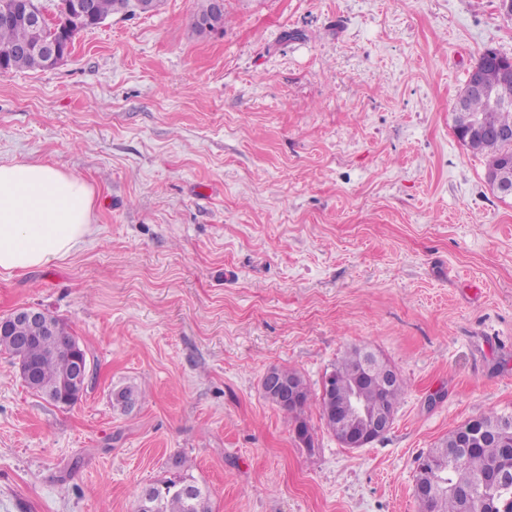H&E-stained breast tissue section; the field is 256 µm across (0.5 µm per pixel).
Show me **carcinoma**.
Wrapping results in <instances>:
<instances>
[{
    "label": "carcinoma",
    "mask_w": 512,
    "mask_h": 512,
    "mask_svg": "<svg viewBox=\"0 0 512 512\" xmlns=\"http://www.w3.org/2000/svg\"><path fill=\"white\" fill-rule=\"evenodd\" d=\"M92 20L102 23L109 15L131 7L139 9L133 0H92ZM224 26V14L213 16L212 0H204L193 22V31L199 35L205 30ZM50 32L44 27L24 22L0 21V57L5 68L12 70H44L47 59L40 53L26 50L46 41ZM464 94L466 108L480 117L486 134L478 140L474 152L486 157V171H494L512 162V140L499 138L493 131L512 129V89L502 90L511 103L492 107L480 95ZM51 344L40 338L37 327L29 324L16 326L13 332L0 338V352L11 356L18 366L34 363L41 382L54 385L71 375L74 362L67 354L54 355ZM361 350L346 352L332 366L336 379V393L346 394L352 374L360 366ZM402 380H395L386 390L370 389L364 394L367 406L395 408L403 392ZM272 404L288 414L293 432L309 433L303 418L308 393L296 404H282L266 395ZM469 422H464L448 433V437L424 456L420 457L416 483L437 482L442 490L427 505L428 512H512V490L504 491L485 482L488 475L506 470L512 463V424L501 428L497 437L476 448L456 447V437ZM174 476L159 486H152L153 497L148 503L138 502L145 512H210L208 490L185 472L186 459L175 457Z\"/></svg>",
    "instance_id": "carcinoma-1"
}]
</instances>
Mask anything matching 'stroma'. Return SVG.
<instances>
[{
	"mask_svg": "<svg viewBox=\"0 0 512 512\" xmlns=\"http://www.w3.org/2000/svg\"><path fill=\"white\" fill-rule=\"evenodd\" d=\"M198 0L128 9L63 63L0 72V163L83 175L96 232L0 276V316L59 318L92 380L74 405L0 352V512H135L187 459L211 512H420L418 458L512 412V197L454 132L499 0ZM366 348L404 382L391 428L343 447L314 403ZM305 379L312 446L265 398ZM135 386L130 410L112 394ZM212 1L213 0H204L200 6L192 27L196 34L201 35L207 32L205 31L207 25L210 26V30H216L215 28L224 27V11L217 17H214ZM361 352L359 349L348 351L332 366L329 373H333L336 379L337 394L344 395L349 391L351 376L360 366ZM329 373L326 372L325 377Z\"/></svg>",
	"mask_w": 512,
	"mask_h": 512,
	"instance_id": "stroma-1",
	"label": "stroma"
}]
</instances>
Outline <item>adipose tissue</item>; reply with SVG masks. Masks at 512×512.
I'll return each instance as SVG.
<instances>
[{
	"instance_id": "ef3b65f1",
	"label": "adipose tissue",
	"mask_w": 512,
	"mask_h": 512,
	"mask_svg": "<svg viewBox=\"0 0 512 512\" xmlns=\"http://www.w3.org/2000/svg\"><path fill=\"white\" fill-rule=\"evenodd\" d=\"M84 177L45 163H0V275L51 266L93 232Z\"/></svg>"
}]
</instances>
